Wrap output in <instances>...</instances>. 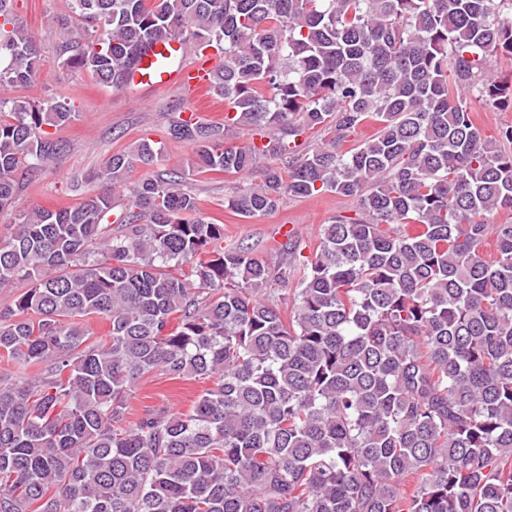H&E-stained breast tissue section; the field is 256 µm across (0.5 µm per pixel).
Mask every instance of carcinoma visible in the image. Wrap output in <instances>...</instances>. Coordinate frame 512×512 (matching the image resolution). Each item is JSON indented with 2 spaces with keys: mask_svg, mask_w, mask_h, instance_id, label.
Listing matches in <instances>:
<instances>
[{
  "mask_svg": "<svg viewBox=\"0 0 512 512\" xmlns=\"http://www.w3.org/2000/svg\"><path fill=\"white\" fill-rule=\"evenodd\" d=\"M63 65L124 87L171 37L216 48L222 124L177 117L196 169L262 183L249 218L334 192L356 217L322 225L299 268L217 248L184 177L150 139L98 177L120 188L35 207L0 235V512H512V126L486 136L465 94L512 107V0H72ZM0 84L39 50L0 0ZM76 117L0 98V210L48 136ZM376 132L357 145L366 125ZM233 127L249 131L228 145ZM318 142L303 145L309 133ZM150 171L133 185L127 174ZM494 245L493 253L487 246ZM96 315L108 332L85 325ZM154 374L204 380L186 412L128 398Z\"/></svg>",
  "mask_w": 512,
  "mask_h": 512,
  "instance_id": "carcinoma-1",
  "label": "carcinoma"
}]
</instances>
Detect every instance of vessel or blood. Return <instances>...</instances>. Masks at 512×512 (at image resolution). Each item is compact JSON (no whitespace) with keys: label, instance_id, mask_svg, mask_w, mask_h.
<instances>
[{"label":"vessel or blood","instance_id":"vessel-or-blood-1","mask_svg":"<svg viewBox=\"0 0 512 512\" xmlns=\"http://www.w3.org/2000/svg\"><path fill=\"white\" fill-rule=\"evenodd\" d=\"M207 79L200 65L188 64L180 39L170 38L151 45L130 75L127 90L180 88L200 93Z\"/></svg>","mask_w":512,"mask_h":512}]
</instances>
